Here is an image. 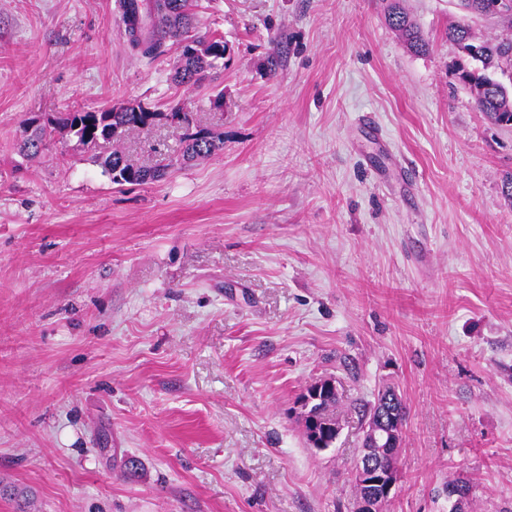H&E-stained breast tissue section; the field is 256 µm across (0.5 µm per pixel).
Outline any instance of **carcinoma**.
Wrapping results in <instances>:
<instances>
[{"label": "carcinoma", "instance_id": "cac0c4a2", "mask_svg": "<svg viewBox=\"0 0 512 512\" xmlns=\"http://www.w3.org/2000/svg\"><path fill=\"white\" fill-rule=\"evenodd\" d=\"M483 0H460L462 9L468 13L486 15L490 18L507 17L512 19V0L510 5L496 11L487 12L482 7ZM118 7L126 26L129 45L146 57H154L164 52L169 38L192 25L191 0H118ZM388 24L401 35L409 49L415 53L428 50L429 42L417 24L401 5V0H390L387 7ZM446 37L458 43L468 55L481 63L482 68L462 73L463 80L475 93L477 109L493 123L512 124V93L486 74L494 63L501 59H512V39L489 38L477 41L469 25L456 22L448 26ZM228 43L224 37L213 35L211 38L194 37L181 50L180 62L173 74V80L182 85H195L205 73L224 60ZM162 117L176 118L178 123L189 129L184 134L179 154L168 158V163L159 167L135 166L117 150L101 158L100 165L110 181L117 185L140 184L148 179L157 178L162 172L180 161L206 159L224 144V136L205 129H192V119L183 107L174 106L170 112H151L141 105L124 107L118 111H66L40 122L36 119L23 124L24 139L20 153L32 158L47 149L52 135L64 130L75 136L78 142L87 144L99 140L109 141L119 134L136 129H145ZM338 397L332 396L319 404V419L323 427L319 428L320 440L328 444L336 439V427L339 420L334 409Z\"/></svg>", "mask_w": 512, "mask_h": 512}]
</instances>
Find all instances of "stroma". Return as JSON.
Segmentation results:
<instances>
[{
  "label": "stroma",
  "instance_id": "1",
  "mask_svg": "<svg viewBox=\"0 0 512 512\" xmlns=\"http://www.w3.org/2000/svg\"><path fill=\"white\" fill-rule=\"evenodd\" d=\"M403 5L425 53L387 0H192L229 53L186 86L116 0H0V512L14 488L26 512H351L352 403L387 387L409 416L384 512H449L457 480L512 512V126L459 79L456 0ZM177 103L224 148L155 180L99 159L157 165L183 128L17 150L28 119ZM325 378L318 451L298 399ZM388 24L401 35L403 41L414 53H424L428 50L429 42L417 24L401 5L400 0H392L387 7ZM329 391L336 392V384L333 380H328L325 382L322 396H326ZM337 403L338 397L336 392V395L334 394L332 397H328L318 406V417L321 420V424H323V426H320L319 428L320 440H322L325 444H329L339 436L338 435L336 437V427L338 428L340 423L334 413V409L336 408Z\"/></svg>",
  "mask_w": 512,
  "mask_h": 512
}]
</instances>
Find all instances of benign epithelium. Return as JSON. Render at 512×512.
<instances>
[{
  "instance_id": "obj_1",
  "label": "benign epithelium",
  "mask_w": 512,
  "mask_h": 512,
  "mask_svg": "<svg viewBox=\"0 0 512 512\" xmlns=\"http://www.w3.org/2000/svg\"><path fill=\"white\" fill-rule=\"evenodd\" d=\"M393 405L387 401L366 417V424L372 428L363 429L361 451L352 474L354 483L366 491L356 499L354 512H383L384 499L390 497L399 482L397 471L376 464L372 454L374 447L400 448L404 427Z\"/></svg>"
}]
</instances>
